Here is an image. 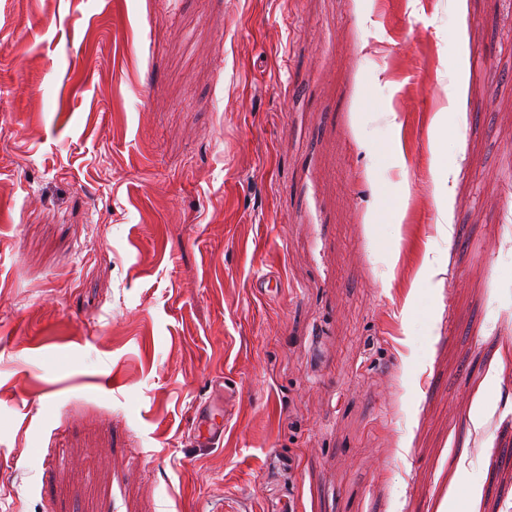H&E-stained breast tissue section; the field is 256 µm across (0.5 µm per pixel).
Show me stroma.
I'll use <instances>...</instances> for the list:
<instances>
[{
  "instance_id": "1",
  "label": "stroma",
  "mask_w": 512,
  "mask_h": 512,
  "mask_svg": "<svg viewBox=\"0 0 512 512\" xmlns=\"http://www.w3.org/2000/svg\"><path fill=\"white\" fill-rule=\"evenodd\" d=\"M508 424L512 0H0V512H512Z\"/></svg>"
}]
</instances>
